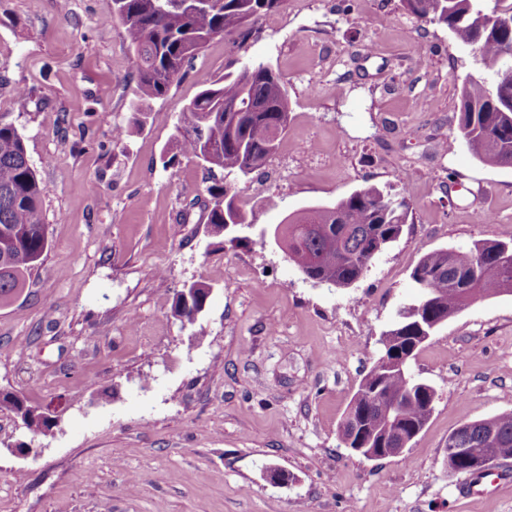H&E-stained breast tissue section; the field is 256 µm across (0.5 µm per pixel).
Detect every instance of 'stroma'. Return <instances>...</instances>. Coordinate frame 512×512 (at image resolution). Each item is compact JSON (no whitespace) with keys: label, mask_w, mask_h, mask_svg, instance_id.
I'll list each match as a JSON object with an SVG mask.
<instances>
[{"label":"stroma","mask_w":512,"mask_h":512,"mask_svg":"<svg viewBox=\"0 0 512 512\" xmlns=\"http://www.w3.org/2000/svg\"><path fill=\"white\" fill-rule=\"evenodd\" d=\"M113 11L0 0V117L42 183L48 239L0 306V388L53 424L35 437L0 410V512H512V479L474 497L446 462L456 428L512 413V295L423 344L412 370L436 399L404 455L368 460L339 436L419 259L512 234V168L458 132L469 49L402 0H283L244 43L209 41L137 129ZM245 62L280 74L289 122L260 171L228 181L172 142L202 82ZM227 181L255 243L207 222V189ZM366 185L406 187L401 236L351 287L306 280L275 229ZM196 281L212 289L201 336L171 311Z\"/></svg>","instance_id":"stroma-1"}]
</instances>
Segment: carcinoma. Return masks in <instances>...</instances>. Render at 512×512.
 I'll return each mask as SVG.
<instances>
[{"label":"carcinoma","mask_w":512,"mask_h":512,"mask_svg":"<svg viewBox=\"0 0 512 512\" xmlns=\"http://www.w3.org/2000/svg\"><path fill=\"white\" fill-rule=\"evenodd\" d=\"M206 9L184 7L178 0H114L115 17L123 25L138 74L133 110L149 112L147 103L167 93L185 62L218 35L247 38L261 18L283 0H209ZM425 24L446 26L456 40L476 50L497 71L503 45L512 31L499 18L512 15V0H403ZM493 77H471L461 91L458 129L479 161L512 168V114L496 102ZM289 94L269 66L244 64L218 79H206L180 114L174 136L178 152L217 168L228 176L260 170L288 128ZM207 223L232 234L230 242L249 243L250 228L231 186L208 188ZM43 189L15 126L0 120V305L26 287L42 263L47 246L42 213ZM410 202L401 193L363 187L336 202L306 208L288 216V258L305 277L337 288L357 282L376 255L401 234ZM507 239L480 242L463 251L439 248L424 254L411 273L417 289L414 303L382 339V350L364 376L343 422L352 427V442L372 448H397L412 441L433 411L429 385L412 378L410 363L437 328L480 298L512 295V267L498 268L499 247ZM210 288L192 283L178 291L173 316L194 326L206 306ZM429 300L418 313L423 300ZM0 409L18 415L35 435L53 424L16 393L0 389ZM396 435L384 438L389 422ZM456 447L480 450L493 439L503 455L512 456V413L455 429Z\"/></svg>","instance_id":"cac0c4a2"}]
</instances>
